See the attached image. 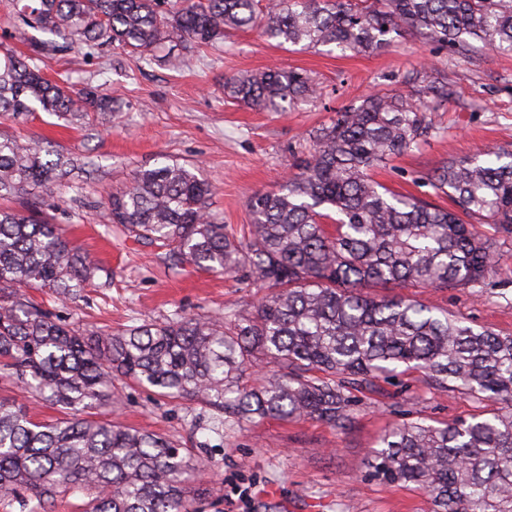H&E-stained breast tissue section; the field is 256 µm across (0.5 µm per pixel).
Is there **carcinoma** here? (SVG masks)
Instances as JSON below:
<instances>
[{
  "label": "carcinoma",
  "mask_w": 512,
  "mask_h": 512,
  "mask_svg": "<svg viewBox=\"0 0 512 512\" xmlns=\"http://www.w3.org/2000/svg\"><path fill=\"white\" fill-rule=\"evenodd\" d=\"M23 24L50 35L19 53L0 41V112L41 110L68 124L121 103L90 86L46 78L38 57L83 46L191 65L202 46L258 29L278 45L372 53L409 32L469 59L479 47L512 53V0H15ZM407 94L375 92L321 127L309 156L275 191L249 199L238 235L209 209L199 168L162 161L134 173L108 199L112 223L165 250L174 265L220 275L244 271L262 304L249 315L182 317L112 331L68 323L24 292L48 288L74 302L100 267L41 215L67 171L80 166L37 142L0 135V378L58 408L39 420L0 399V500L25 494L52 512L78 494L82 512H197L195 448L112 420L129 383L217 413L212 429L274 418L315 419L343 430L356 393L399 372L441 392L464 391L498 411L439 425L398 423L368 451L370 475L416 485L433 512H512V336L478 330L447 311L365 288L415 284L473 288L500 255L463 217L512 235V148L499 146L435 168L429 184L457 209L394 194L371 170L418 147L448 100V72L412 68ZM224 95L283 112L317 95L311 78L269 69L224 80ZM263 380L249 383L256 372Z\"/></svg>",
  "instance_id": "carcinoma-1"
}]
</instances>
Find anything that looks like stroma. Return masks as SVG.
<instances>
[{
  "instance_id": "obj_1",
  "label": "stroma",
  "mask_w": 512,
  "mask_h": 512,
  "mask_svg": "<svg viewBox=\"0 0 512 512\" xmlns=\"http://www.w3.org/2000/svg\"><path fill=\"white\" fill-rule=\"evenodd\" d=\"M54 80L90 85L129 102L121 112H98L72 128L45 112L0 116V134L50 142L58 153L92 161L91 178L71 177L49 214L98 262L83 298L63 303L47 289L34 298L61 319L113 330L161 321L180 313L254 312L258 296L244 278L168 265L164 251L125 235L112 224L106 201L134 171L154 167L159 155L199 167L215 187L210 210L233 229L248 223L247 201L279 188L296 160L312 146V132L371 92H402L400 75L414 67L447 69L451 96L434 120L438 133L418 149L373 172L391 191L439 206L428 178L442 162L488 146L512 145V54L480 51L472 62H449L445 51L405 33L373 53L276 45L258 31H233L223 45L204 47L195 67L174 71L137 61L118 50L89 57L73 46L44 57ZM301 68L321 95L284 112L257 111L224 96V80L269 68ZM501 260L482 286L471 290L407 288V295L439 305L477 328L512 335V238L491 226ZM351 426L339 431L304 419H266L209 432L207 416L192 402L162 398L129 385L113 405L114 420L204 448L212 467L200 479L207 490L199 512H432L428 496L411 485L386 484L368 474L367 451L393 424L425 418L451 422L491 405L465 393L431 389L419 373L378 380L358 395Z\"/></svg>"
}]
</instances>
